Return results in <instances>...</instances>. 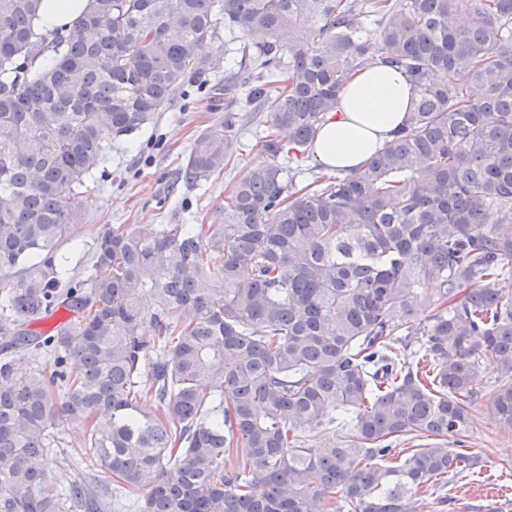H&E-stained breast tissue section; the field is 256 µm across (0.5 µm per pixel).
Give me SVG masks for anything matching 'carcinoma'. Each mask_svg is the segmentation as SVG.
I'll use <instances>...</instances> for the list:
<instances>
[{"instance_id": "cac0c4a2", "label": "carcinoma", "mask_w": 512, "mask_h": 512, "mask_svg": "<svg viewBox=\"0 0 512 512\" xmlns=\"http://www.w3.org/2000/svg\"><path fill=\"white\" fill-rule=\"evenodd\" d=\"M41 2L0 0V512H102L41 466L58 419L134 512H415L470 466L448 439L486 363L512 431V0H89L67 33L35 27ZM221 20L259 39L224 93L269 113L272 162L217 224L105 225L75 275L79 189L221 68L223 46L197 55ZM373 61L411 84L406 122L361 171L286 180L285 147ZM235 123L198 134L186 184L224 170ZM62 306L76 320L31 329ZM405 436L428 443L389 463Z\"/></svg>"}]
</instances>
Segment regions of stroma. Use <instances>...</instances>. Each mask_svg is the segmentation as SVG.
<instances>
[{"label": "stroma", "mask_w": 512, "mask_h": 512, "mask_svg": "<svg viewBox=\"0 0 512 512\" xmlns=\"http://www.w3.org/2000/svg\"><path fill=\"white\" fill-rule=\"evenodd\" d=\"M223 84L224 75L218 72L204 83L184 85L153 124L113 148L88 184L94 205L84 221L85 263H92L90 245L105 224L219 222L228 185L269 163L261 145L267 113L243 112L233 132V156L224 171L195 186L180 180L196 135L224 123ZM498 377L496 368L486 364L474 381L482 396L470 407L473 424L465 438L471 467L421 494L422 512H512V433L499 428L491 400ZM53 434L57 445L43 458L47 474L84 480L101 493L111 490L110 474L85 464L80 427L59 422Z\"/></svg>", "instance_id": "obj_1"}]
</instances>
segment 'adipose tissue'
I'll use <instances>...</instances> for the list:
<instances>
[{"instance_id": "1", "label": "adipose tissue", "mask_w": 512, "mask_h": 512, "mask_svg": "<svg viewBox=\"0 0 512 512\" xmlns=\"http://www.w3.org/2000/svg\"><path fill=\"white\" fill-rule=\"evenodd\" d=\"M411 100L402 74L377 63L368 66L342 90L336 111L326 114L313 157L331 171L362 169L404 122Z\"/></svg>"}]
</instances>
